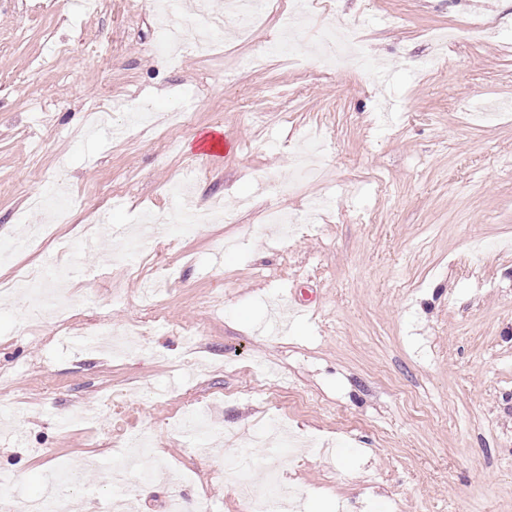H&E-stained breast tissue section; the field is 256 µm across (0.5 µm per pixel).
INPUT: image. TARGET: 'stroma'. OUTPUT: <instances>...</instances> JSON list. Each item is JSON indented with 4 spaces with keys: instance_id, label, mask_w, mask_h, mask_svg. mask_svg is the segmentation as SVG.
Masks as SVG:
<instances>
[{
    "instance_id": "35a3bbf8",
    "label": "stroma",
    "mask_w": 512,
    "mask_h": 512,
    "mask_svg": "<svg viewBox=\"0 0 512 512\" xmlns=\"http://www.w3.org/2000/svg\"><path fill=\"white\" fill-rule=\"evenodd\" d=\"M482 15L498 26L476 43L463 24ZM284 22L267 11L248 38L216 35L172 66L151 0H0V279L50 260L72 303L63 332L0 302V423L14 428L0 502L81 456L96 464L63 512H106L120 493L137 512L175 494L241 512L243 453L297 512H512V0H336L298 35L302 72L274 51ZM353 23L370 69L324 74L315 45ZM261 47L263 68L238 67ZM116 96L150 121L117 112L86 136ZM188 102L194 120L164 149L157 129ZM217 127L239 147L211 160L199 143ZM311 139L316 177L295 169ZM192 163L194 203L222 201L224 219L112 262V230L180 212L168 188ZM50 185L73 200L54 227L69 251L14 250L44 223L27 200ZM319 199L312 231L285 239L265 221ZM97 213L109 233L89 245ZM291 303L306 314L283 332L272 311ZM141 320L147 342L122 355L74 342ZM189 327L206 368L185 359ZM259 376L271 395L251 392ZM201 402L221 439L183 430ZM122 429L154 448L119 490L104 473Z\"/></svg>"
}]
</instances>
